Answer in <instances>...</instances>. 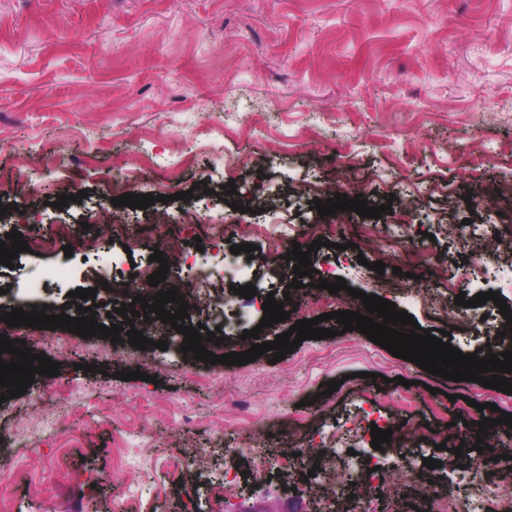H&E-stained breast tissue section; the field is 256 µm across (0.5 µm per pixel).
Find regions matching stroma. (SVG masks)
<instances>
[{"instance_id":"stroma-1","label":"stroma","mask_w":512,"mask_h":512,"mask_svg":"<svg viewBox=\"0 0 512 512\" xmlns=\"http://www.w3.org/2000/svg\"><path fill=\"white\" fill-rule=\"evenodd\" d=\"M510 186L512 0H0V238L64 224L74 248L69 256L63 246L38 248L0 266V289L23 306L75 309L70 291L92 285L99 267L75 248L84 213L150 193L154 205L107 232L119 256L113 279L137 296L136 273L158 270L151 256L172 225L205 243L220 227L231 243H255L265 262L250 278L256 299L237 298L235 310L205 324L244 310L241 329L260 328L258 300L286 292L293 268L236 225L273 224L287 236L284 250L306 247L309 226L321 221L312 202L347 188L391 211L336 213V244L313 260L336 266L347 287L334 296L308 291L306 318L350 309L348 291L359 289L394 302L420 328L454 321L452 346L472 353L494 342L500 309L454 298L492 290L512 306V248L504 243L489 261L456 229L468 218L483 238L511 236L512 198L502 194ZM82 190L81 202L57 206ZM131 233L143 246L128 258ZM431 257L428 286L450 300L444 318L410 299ZM375 261L384 273L371 270ZM289 327L260 328L235 349ZM74 342L60 359L59 379L73 394L64 420L42 432L38 448L27 446L26 429L0 433L11 512H117L128 487L154 512H209L205 492H175L173 464L192 442L218 482L312 420L332 432L373 410L452 437L472 403L512 413V394L432 375L356 330L302 341L279 362L268 351L235 366L171 347ZM124 370L147 378L119 380ZM333 379L343 382L342 398L325 394ZM228 394L247 401L248 413L226 407ZM56 400L34 381L0 403V419H38ZM189 418L200 428L193 438ZM141 431L163 445L165 464L142 460ZM76 470L79 485L70 479ZM116 471L123 483L113 482Z\"/></svg>"}]
</instances>
